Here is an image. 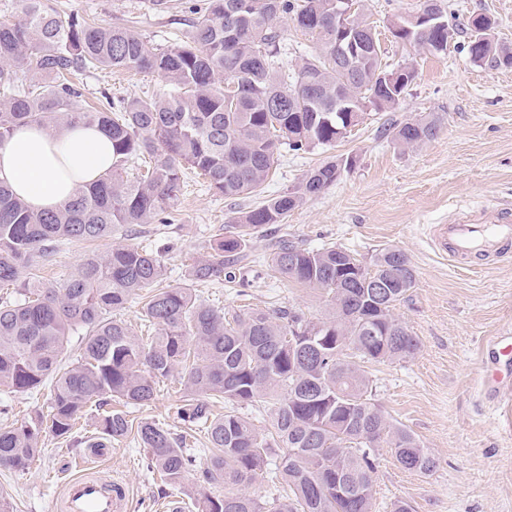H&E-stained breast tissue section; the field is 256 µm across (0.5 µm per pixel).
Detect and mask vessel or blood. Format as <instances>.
I'll use <instances>...</instances> for the list:
<instances>
[{
  "label": "vessel or blood",
  "mask_w": 512,
  "mask_h": 512,
  "mask_svg": "<svg viewBox=\"0 0 512 512\" xmlns=\"http://www.w3.org/2000/svg\"><path fill=\"white\" fill-rule=\"evenodd\" d=\"M436 248L459 263L477 266L512 254V219L485 209L434 228ZM127 491L119 482L85 469L55 496L49 512H127Z\"/></svg>",
  "instance_id": "vessel-or-blood-1"
}]
</instances>
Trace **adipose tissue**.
Listing matches in <instances>:
<instances>
[{
    "mask_svg": "<svg viewBox=\"0 0 512 512\" xmlns=\"http://www.w3.org/2000/svg\"><path fill=\"white\" fill-rule=\"evenodd\" d=\"M111 166L112 141L96 126H24L0 146V178L35 211L58 208Z\"/></svg>",
    "mask_w": 512,
    "mask_h": 512,
    "instance_id": "adipose-tissue-1",
    "label": "adipose tissue"
}]
</instances>
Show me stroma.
I'll return each instance as SVG.
<instances>
[{"instance_id": "obj_1", "label": "stroma", "mask_w": 512, "mask_h": 512, "mask_svg": "<svg viewBox=\"0 0 512 512\" xmlns=\"http://www.w3.org/2000/svg\"><path fill=\"white\" fill-rule=\"evenodd\" d=\"M382 38L384 60L397 66L414 61L418 76L400 104L362 114L348 138L334 150H281L262 191L224 197L189 180L171 206L172 220L117 229L115 245L158 251L168 283L180 285L192 261L210 251L217 230L266 198L299 184L308 170L350 154L356 164L323 193L266 226L242 256L226 265L221 278L200 287L212 306L231 314L242 306L294 308L311 319L331 308L313 289L283 281L267 262L285 239L303 248L336 246L370 260L382 249L402 251L416 275L410 297L396 307L420 348L410 359L369 367L372 397L393 423L410 430L436 461L423 475L401 468L390 448L376 452L373 475L380 512L395 503L413 512H512V412L496 404L488 387L495 366L493 341L512 335V257L464 268L435 251L429 229L458 215L492 205L512 207V68L473 64L465 36H455L446 57L417 53L393 42L387 28L397 16L416 12L419 0H365ZM61 16L78 15L101 25L128 26L149 47L181 42V8L160 14L146 0H51ZM445 13H484L495 21L502 42L512 45V0H441ZM82 80L89 96L108 92L113 100L166 92L158 74L96 70ZM428 112L442 116L439 134L402 151L387 130ZM180 371L160 381L152 401L131 405L133 422L155 421L189 436L196 461L187 486L210 496L223 494L207 482L210 453L193 426L177 419L183 398ZM49 390L0 395V422L22 424L44 412ZM98 411L88 407L72 435L44 433L41 451L26 470L0 468V501L9 512H48L64 479L88 465L112 472L129 485V512H160L180 489L162 484L134 439L113 443L110 454L94 455L86 442L97 433Z\"/></svg>"}]
</instances>
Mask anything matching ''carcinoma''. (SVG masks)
I'll return each mask as SVG.
<instances>
[{"label":"carcinoma","instance_id":"obj_1","mask_svg":"<svg viewBox=\"0 0 512 512\" xmlns=\"http://www.w3.org/2000/svg\"><path fill=\"white\" fill-rule=\"evenodd\" d=\"M202 2L191 9L184 40L155 50L128 27L64 19L50 0H22L21 16L0 21V145L27 124L51 131L99 126L112 139V170L55 210L32 211L0 179V286L13 288L0 298V391L23 393L51 379L48 414L0 425V467L28 468L42 433L72 434L92 403L150 402L156 384L179 368L185 395L175 415L203 433L206 479L224 485L221 498L185 491L197 512H376V449L391 448L406 470L435 467L415 435L373 402L366 371L368 363L404 360L419 349V338L395 315L415 286L413 267L394 266L389 249L367 265L343 248L284 241L271 265L285 280L325 294L332 317L313 320L280 307L228 319L196 294L224 274V259L240 255L248 235L281 223L334 184L351 157L309 170L297 187L225 225L177 287L164 285L161 255L133 245L87 253L61 279L35 274L67 243L110 238L122 224L167 223L163 213L182 194L188 169L216 194L254 193L281 147L334 146L365 110L400 103V91L372 84L385 63L380 32L366 13L356 22L359 52L350 56L336 0ZM283 17L315 44L293 72L280 60ZM463 26L472 62L512 67V48L496 37L490 17L472 14ZM396 39L448 54V33L425 23ZM98 69L156 72L169 90L81 110L84 87L73 77ZM227 82L235 85L228 93ZM440 129L432 114L394 126L390 136L406 149ZM27 270L33 274L25 277ZM133 300L146 337L114 317ZM73 334L82 336V347L71 361ZM339 337L348 352L337 351ZM219 403L226 404L222 413L214 410ZM258 404L270 407L273 431L237 411ZM99 426L112 442L132 431L117 409L104 412ZM136 437L162 482L182 487L194 458L186 438L156 422L138 425ZM260 475L289 494L262 500L246 491Z\"/></svg>","mask_w":512,"mask_h":512}]
</instances>
